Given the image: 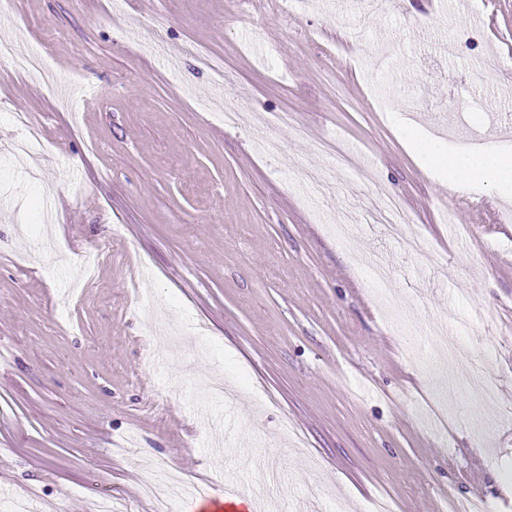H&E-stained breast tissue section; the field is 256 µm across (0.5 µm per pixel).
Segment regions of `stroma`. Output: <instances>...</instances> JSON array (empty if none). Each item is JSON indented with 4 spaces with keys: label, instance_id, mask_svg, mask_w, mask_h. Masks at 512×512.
Segmentation results:
<instances>
[{
    "label": "stroma",
    "instance_id": "obj_1",
    "mask_svg": "<svg viewBox=\"0 0 512 512\" xmlns=\"http://www.w3.org/2000/svg\"><path fill=\"white\" fill-rule=\"evenodd\" d=\"M271 2L0 0L16 58L52 69L0 60V512H154L162 469L278 512H512V197L449 193L402 136L455 147L512 112V0ZM17 112L42 153L4 152ZM362 195L400 198L424 251L341 244ZM448 336L492 351L495 401L428 373Z\"/></svg>",
    "mask_w": 512,
    "mask_h": 512
}]
</instances>
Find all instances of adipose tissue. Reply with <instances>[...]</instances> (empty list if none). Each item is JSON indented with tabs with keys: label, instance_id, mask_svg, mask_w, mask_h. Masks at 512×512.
I'll list each match as a JSON object with an SVG mask.
<instances>
[{
	"label": "adipose tissue",
	"instance_id": "adipose-tissue-1",
	"mask_svg": "<svg viewBox=\"0 0 512 512\" xmlns=\"http://www.w3.org/2000/svg\"><path fill=\"white\" fill-rule=\"evenodd\" d=\"M415 153L429 162L436 176L447 179L449 187L467 189L495 182L501 193L512 192V152L498 151L479 157L464 156L408 135Z\"/></svg>",
	"mask_w": 512,
	"mask_h": 512
}]
</instances>
